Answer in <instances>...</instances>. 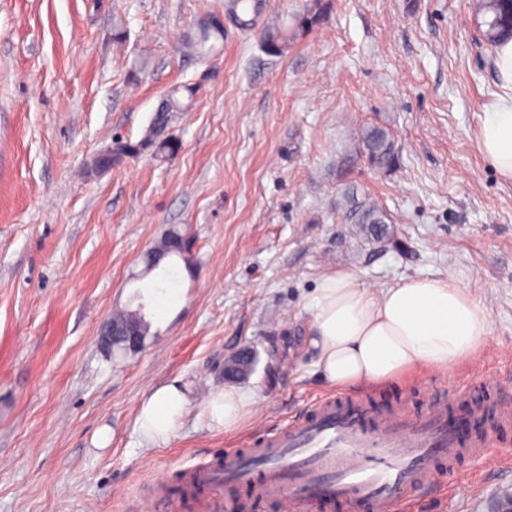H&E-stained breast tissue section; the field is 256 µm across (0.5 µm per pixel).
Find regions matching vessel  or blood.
<instances>
[{"label":"vessel or blood","instance_id":"1","mask_svg":"<svg viewBox=\"0 0 512 512\" xmlns=\"http://www.w3.org/2000/svg\"><path fill=\"white\" fill-rule=\"evenodd\" d=\"M452 401L469 418H493L502 435L512 434V403L492 405L466 388L437 395L419 415L363 397L328 396L305 416L226 452L221 464L186 469L183 480L241 490V498L225 502L226 512H251L258 502L279 512H414L421 488L461 485L462 462L487 455L484 436L461 440L449 424Z\"/></svg>","mask_w":512,"mask_h":512}]
</instances>
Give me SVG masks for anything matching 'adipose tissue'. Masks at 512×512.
<instances>
[{
    "instance_id": "1",
    "label": "adipose tissue",
    "mask_w": 512,
    "mask_h": 512,
    "mask_svg": "<svg viewBox=\"0 0 512 512\" xmlns=\"http://www.w3.org/2000/svg\"><path fill=\"white\" fill-rule=\"evenodd\" d=\"M495 65L507 91L499 95L478 133L487 161L512 177V41L495 49ZM308 351L322 381L336 388L385 384L418 370H452L489 335L488 308L451 277L411 278L372 292L349 272L321 277L310 302ZM178 382L151 391L136 423L154 446L169 443L188 413ZM245 394L212 395L205 412L212 424L235 431L251 411Z\"/></svg>"
}]
</instances>
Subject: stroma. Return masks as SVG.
<instances>
[{"instance_id": "35a3bbf8", "label": "stroma", "mask_w": 512, "mask_h": 512, "mask_svg": "<svg viewBox=\"0 0 512 512\" xmlns=\"http://www.w3.org/2000/svg\"><path fill=\"white\" fill-rule=\"evenodd\" d=\"M226 2L0 0V512H214L223 489L158 490L328 395L306 335L313 292L335 270L374 292L450 275L491 320L451 372L349 395L414 414L481 382L512 397V179L477 144L501 81L472 0H266L267 20L315 5L322 16L278 57L230 21L209 60L187 55L181 35ZM181 84L198 91L173 125L176 154L88 176L99 149L139 141ZM370 124L393 132L396 169L357 154ZM350 191L387 212L388 238L345 222ZM172 227L191 252L145 272ZM121 308L143 309L153 334L108 357L97 336ZM247 347L255 370L234 387L254 414L227 433L205 407ZM175 378L189 413L170 443L150 445L139 405ZM477 429L502 458L466 463L481 494L439 481L417 512H512V460L490 423Z\"/></svg>"}]
</instances>
